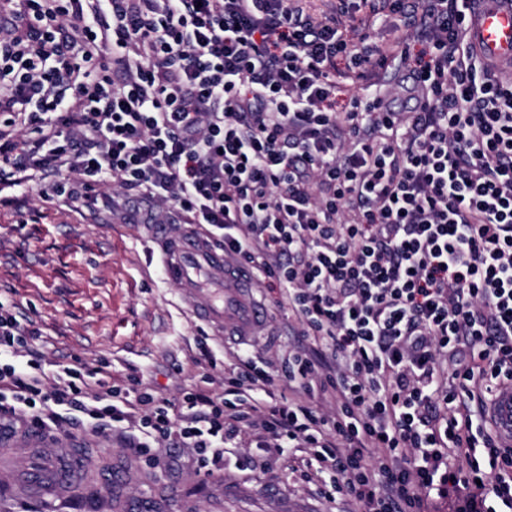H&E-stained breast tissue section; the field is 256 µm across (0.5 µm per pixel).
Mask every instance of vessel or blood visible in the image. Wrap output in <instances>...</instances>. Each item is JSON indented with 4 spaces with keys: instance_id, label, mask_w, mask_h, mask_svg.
<instances>
[{
    "instance_id": "b4317fda",
    "label": "vessel or blood",
    "mask_w": 512,
    "mask_h": 512,
    "mask_svg": "<svg viewBox=\"0 0 512 512\" xmlns=\"http://www.w3.org/2000/svg\"><path fill=\"white\" fill-rule=\"evenodd\" d=\"M468 20L470 41L485 60L512 62V0H468ZM154 243L168 279L181 285L185 300L202 320L229 337L255 336L268 311L253 295L245 268L233 264L224 251L171 235L164 224L156 227ZM492 426L500 439L512 443V385L495 400ZM43 454L49 468L34 477H17L18 484L31 488L32 498L42 502L64 497L81 477L80 470L66 465L69 449L48 445ZM130 480L129 471L115 468L106 492L110 512H127L125 488Z\"/></svg>"
}]
</instances>
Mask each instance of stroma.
I'll use <instances>...</instances> for the list:
<instances>
[{
    "label": "stroma",
    "instance_id": "obj_1",
    "mask_svg": "<svg viewBox=\"0 0 512 512\" xmlns=\"http://www.w3.org/2000/svg\"><path fill=\"white\" fill-rule=\"evenodd\" d=\"M151 224H126L109 208L89 209L60 198L32 197L26 208H0V302L20 308L42 335L33 344L49 362L108 366L119 384L169 400L200 379L193 363L200 341L216 361L214 390H221L224 368L234 362L237 341L216 333L183 302L168 280L153 243ZM286 317L269 307L268 319L252 337L250 354L280 364L294 345ZM60 448H73L88 481L80 494L55 500L48 512H104L102 477L117 465L136 468L128 486L134 501L170 502V512H354L346 500L318 497L322 477L300 476L297 460L275 449L257 448L242 432L224 445V469L196 472L183 450L160 445L137 456L127 438L99 440L70 427L54 433ZM224 486L223 500L210 496L209 483Z\"/></svg>",
    "mask_w": 512,
    "mask_h": 512
}]
</instances>
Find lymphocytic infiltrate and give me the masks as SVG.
Here are the masks:
<instances>
[{
    "label": "lymphocytic infiltrate",
    "instance_id": "1",
    "mask_svg": "<svg viewBox=\"0 0 512 512\" xmlns=\"http://www.w3.org/2000/svg\"><path fill=\"white\" fill-rule=\"evenodd\" d=\"M400 14L418 48L397 87L356 11ZM0 207L21 189L138 201L275 287L298 345L282 367L239 356L178 402L84 364L17 357L37 328L0 303V423L176 438L207 472L224 441L317 463L318 493L357 512H512V446L489 406L512 384V74L474 50L460 0H0ZM291 397L275 398L276 383Z\"/></svg>",
    "mask_w": 512,
    "mask_h": 512
}]
</instances>
